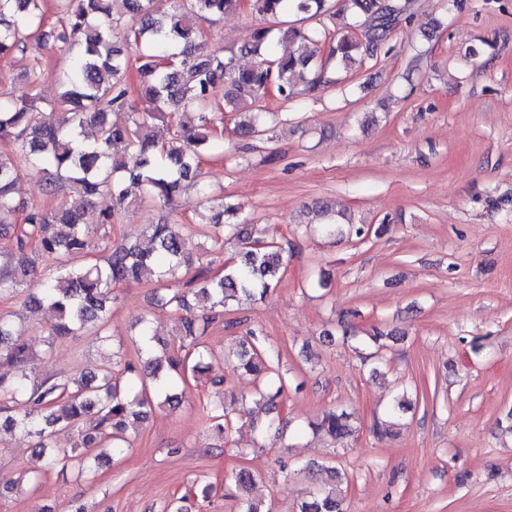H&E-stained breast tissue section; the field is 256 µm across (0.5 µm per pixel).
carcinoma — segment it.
Masks as SVG:
<instances>
[{
    "label": "carcinoma",
    "mask_w": 512,
    "mask_h": 512,
    "mask_svg": "<svg viewBox=\"0 0 512 512\" xmlns=\"http://www.w3.org/2000/svg\"><path fill=\"white\" fill-rule=\"evenodd\" d=\"M132 13L128 35L135 43H148L139 58L140 97L152 105L147 112L132 113L124 125L111 123L108 111L131 107L121 81L127 61L123 49L112 41L114 18L108 0H63L53 25L45 23L44 0H0V57L41 47L53 38L77 47L72 65L63 75V92L51 103V113L38 111L35 100L0 101V135L12 138L33 168L49 173L47 194L66 185L92 200L112 196L113 208L99 212L95 223L84 214L63 208L31 207L23 221L16 219L15 193L21 171L11 157L0 152V231L16 238L17 253L0 257V296L21 300L32 318L45 309L55 312L45 326L46 349L55 341L94 331L96 339L110 340L114 290L145 275L156 276L162 304L178 317L176 338L167 341L149 318L140 321V343L135 357L103 364L79 380L49 375L0 374V430L19 429L36 438L35 451L46 458L42 471L26 478L36 482L52 470L83 472L87 456L101 462L123 451L130 419H147L153 408L179 404L178 382L191 380L208 386L204 404L209 427L222 435L231 416L249 417L257 432L254 446L283 437L289 421L279 415L280 399L288 389V372L280 356L266 344L263 332L248 329L237 337L230 352L238 367L260 384L251 403H226L224 378L211 376L213 352L202 342V331L191 300L210 312L263 299L281 280L284 248L269 228L229 224L228 231L243 247L229 261L217 262L224 238L212 233L226 214L238 208L222 206L207 221L190 229L162 218L147 224L140 236L112 241L115 211L129 198L167 206L180 196L184 182L200 175L202 152L215 143L218 92L224 105L249 107V119L235 126L242 138L266 132V113L257 103L267 90L293 99L318 89L321 80L308 79L314 54L311 46L328 44V59L344 67L364 64L380 49L392 50L393 30L405 19L408 0H249L251 13L260 20L278 21L276 29L259 25L237 50L219 58L208 54L199 41L198 23L242 7L241 0H124ZM308 16L319 27L305 29L288 17ZM295 46L277 55L275 37ZM250 55L254 65L242 68L238 58ZM174 124L173 136L160 140L155 122ZM97 129L96 137L82 138L85 126ZM388 230L351 226L348 235L365 240ZM203 238L196 254L187 247L186 234ZM64 256L52 272H37L36 258ZM209 268L179 288L182 271L196 261ZM41 288L29 289L35 275ZM35 357L15 331L13 320L0 316V360L17 367ZM413 401L402 395L387 408L386 419L373 431L391 434L394 421L411 411ZM315 433L333 441L357 432L354 414L330 409L309 423ZM81 430L76 447L64 448L61 436ZM304 470L326 474L322 484L301 497L294 512H344L348 479L335 467L308 462ZM259 479L241 468L227 476L237 495V512H268L250 492Z\"/></svg>",
    "instance_id": "cac0c4a2"
}]
</instances>
